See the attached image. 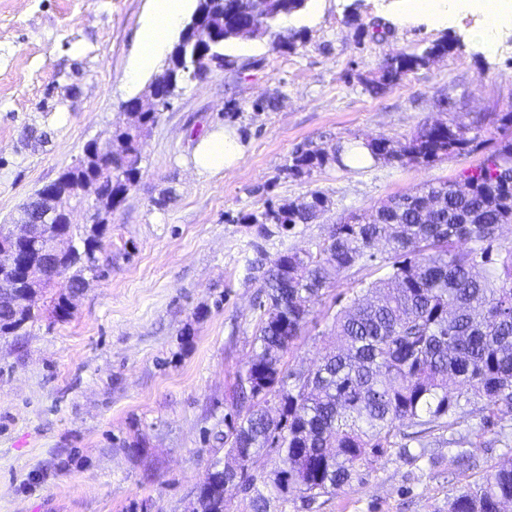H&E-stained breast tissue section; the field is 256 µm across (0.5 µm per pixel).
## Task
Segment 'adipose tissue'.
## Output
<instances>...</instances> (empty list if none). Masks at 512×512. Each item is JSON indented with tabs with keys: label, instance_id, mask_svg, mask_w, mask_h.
<instances>
[{
	"label": "adipose tissue",
	"instance_id": "ef3b65f1",
	"mask_svg": "<svg viewBox=\"0 0 512 512\" xmlns=\"http://www.w3.org/2000/svg\"><path fill=\"white\" fill-rule=\"evenodd\" d=\"M402 19L423 18L430 21L447 22L454 12L474 9L485 18L482 29L476 30L474 39L483 48L493 46L497 28L512 21V0H403ZM184 0H155L150 18L141 32V63H149L158 54L169 35L175 31L182 19ZM246 145L241 134L233 128L210 132L197 144L194 167L199 174L214 176L231 169L243 158Z\"/></svg>",
	"mask_w": 512,
	"mask_h": 512
}]
</instances>
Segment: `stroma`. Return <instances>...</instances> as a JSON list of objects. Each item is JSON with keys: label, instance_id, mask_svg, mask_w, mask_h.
<instances>
[{"label": "stroma", "instance_id": "stroma-1", "mask_svg": "<svg viewBox=\"0 0 512 512\" xmlns=\"http://www.w3.org/2000/svg\"><path fill=\"white\" fill-rule=\"evenodd\" d=\"M152 0H0V224L22 217L39 188L72 165L84 145L126 122L122 104L141 93L168 54L136 81L139 34ZM397 0H322L279 27L300 33L291 51L270 38L223 47L234 72L184 84L140 143L142 176L114 211L105 277L57 318L58 286L35 299L24 335L0 337V512H189L240 405L238 383L256 351L260 283L249 260L311 249L351 214L428 182L455 181L512 137V24L486 52L470 34L479 12L448 24H403ZM392 32L372 39L369 25ZM448 54L376 92L384 59L442 36ZM447 106H439V95ZM272 98L262 111L254 100ZM239 112L228 114L230 104ZM472 138L430 165L327 164L311 176L284 170L311 145L333 151L374 137L405 142L433 121ZM237 127L247 150L231 170L198 176L192 156L208 132ZM328 199L319 221L263 236L243 214L265 202ZM167 198L165 207L157 199ZM344 272L310 305L283 359L308 371L332 346L336 311L392 270L387 248ZM448 430L394 447L332 494L272 500L269 512H448L456 490L512 456V408L484 424L460 403Z\"/></svg>", "mask_w": 512, "mask_h": 512}]
</instances>
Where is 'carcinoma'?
<instances>
[{
    "label": "carcinoma",
    "mask_w": 512,
    "mask_h": 512,
    "mask_svg": "<svg viewBox=\"0 0 512 512\" xmlns=\"http://www.w3.org/2000/svg\"><path fill=\"white\" fill-rule=\"evenodd\" d=\"M306 0H204L207 24L186 51L182 81L195 74V59L220 57L224 70L238 68L221 53L239 29L252 38H272L278 50L296 47L299 34L284 33L276 23L301 11ZM437 40L384 60L379 89L398 83L448 52ZM159 108L112 131L123 148L112 164L90 162L65 169L48 188L80 204L76 180L94 179L97 212L116 209L141 178V132L158 120ZM471 139L459 128L435 122L403 145L372 138L362 146L376 161L396 150L402 163L430 164L464 149ZM339 155L321 148L297 149L285 171L308 177ZM327 197L312 192L305 202L267 204L243 216L250 224H273L282 231L313 224L327 210ZM512 224V138L460 182H431L413 193L393 197L332 226L316 250L286 251L269 262H252L261 271L266 307L256 332L258 351L240 376L238 398L246 405L238 422L224 433L227 461L210 480L197 486L190 512H224L226 478L233 477L249 500V512H268L270 498L288 500L295 491L313 501L350 483L361 467L391 447L402 426L426 433L448 427V416L461 399L484 402L488 421L501 404L512 407V246L493 258L496 230ZM72 248L48 263L45 237L16 244L8 224L0 225V251L17 249L18 264H0V334H16L34 321L33 307L19 300L40 294L57 278L66 291L53 301L60 319L70 316L72 296L106 275L98 253L106 225H63ZM471 243L458 245L460 240ZM385 241L393 253L392 272L371 283L336 312L331 331L336 346L315 371L294 374L283 368L284 355L301 336L310 302L355 265L374 258ZM294 379L292 387L286 379ZM273 449L280 466L267 477L257 458ZM512 501V457L482 481L448 498V512H500Z\"/></svg>",
    "instance_id": "cac0c4a2"
}]
</instances>
